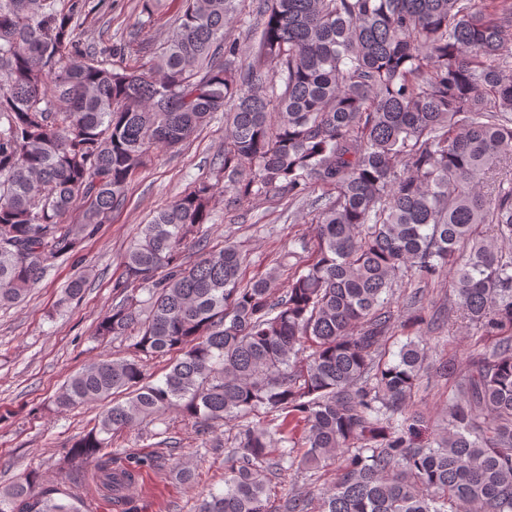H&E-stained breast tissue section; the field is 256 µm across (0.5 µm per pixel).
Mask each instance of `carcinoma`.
<instances>
[{"mask_svg": "<svg viewBox=\"0 0 512 512\" xmlns=\"http://www.w3.org/2000/svg\"><path fill=\"white\" fill-rule=\"evenodd\" d=\"M182 0L147 73L112 65L122 48L82 41L90 0H0V306L22 300L125 202L153 147H174L224 113V189L291 202L320 189L314 257L274 295L279 267L241 282L226 242L188 263L214 186L156 211L124 256L119 301L97 338L126 358L72 374L60 411L112 399L63 458L62 477L27 473L0 512H83L89 471L114 500L143 458L112 467V436L170 411L197 427H243L224 492L197 512H267L270 476L341 461L320 512H512V0ZM257 30L253 59L225 38ZM78 211L77 219L69 217ZM448 275L447 323L492 339L470 357L437 434L394 426L428 342L384 360L397 282ZM89 274L63 288L80 297ZM146 298H141L142 294ZM311 353L304 356V349ZM169 358L158 382L147 362Z\"/></svg>", "mask_w": 512, "mask_h": 512, "instance_id": "obj_1", "label": "carcinoma"}]
</instances>
